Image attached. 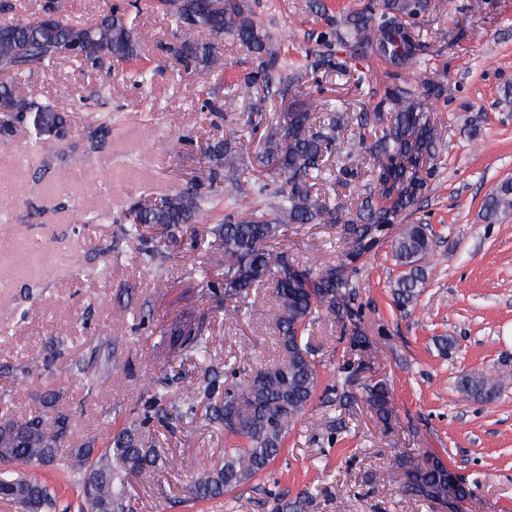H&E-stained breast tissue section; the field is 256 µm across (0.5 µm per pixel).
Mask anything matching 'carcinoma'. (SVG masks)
I'll return each mask as SVG.
<instances>
[{
	"mask_svg": "<svg viewBox=\"0 0 512 512\" xmlns=\"http://www.w3.org/2000/svg\"><path fill=\"white\" fill-rule=\"evenodd\" d=\"M160 2L177 24L174 41L164 49L185 69L201 79L224 69L219 41L230 31L256 56V77L282 93L291 89L293 80L282 76L279 49L252 19L245 0H216L209 10L200 0ZM147 7L141 0H120L87 24L71 19L72 0H43L37 17L0 23V132L10 133L27 113L42 108L20 95L21 77L47 70L62 59L85 67L97 66L105 58L136 59L140 40L134 20ZM431 9L432 0H378L377 7L350 13L321 33L326 45L344 42L379 58L390 66L389 81L370 109L352 112L339 100L312 99L285 115L261 149V163L273 166L270 179L253 189L254 195L269 200L268 208L245 199L237 179L224 175V167H234L242 149L232 134L208 152V184L188 185L159 198L157 204L137 202L125 213L122 236L142 243V260L160 271L169 253L166 244L144 235L145 225L200 224L213 201H231L224 223L214 229L222 251L217 265L224 267V277L214 281L208 269L203 271L204 281L223 289L236 317L258 321L266 316L278 334L277 362L226 386L206 413L210 422L224 427L227 436L241 440L242 447L224 450V458L191 478L188 491L196 500L216 499L248 483L280 455L288 434L319 391L318 373L304 336L314 317L332 318L358 357L357 365L345 368L343 381L329 389L334 401H342L353 376L367 368L361 354L368 351L370 342L361 328L362 309L355 306L351 273L390 237L396 219L411 210L436 172L438 137L429 101L441 96L444 84L438 80L415 84L408 77L421 58L410 53L409 44L415 40L420 50L426 49L420 20ZM48 15L57 22L46 20ZM199 29L208 31L215 43L196 38ZM364 182L370 185L368 196L353 211L332 197L338 186L351 190ZM482 210L490 222L512 213V179L502 181L486 196ZM302 224L336 227L346 244L342 260L316 269L300 267L281 241L288 227ZM434 245L424 224H403L393 237L394 257L404 267L393 284L397 308L405 310L420 297L427 280L423 260ZM298 267L305 273L303 281L294 277ZM262 288L273 289L275 303L269 311L252 300ZM163 335L170 352L192 357L204 367L211 362V336L202 324L179 318ZM457 387L485 402L501 393L497 381L479 372L463 374ZM151 392L159 419L196 416L194 398L172 397L168 378L155 382ZM365 400L382 421L389 420L386 385L367 386ZM25 425L20 438L0 431V463L22 465L13 472L0 471V499L25 512H54L57 507L56 493L42 473L46 467L81 472L79 512H128L126 489L131 481L149 485L159 470L176 468L174 458L165 456L149 432L137 424L116 433L105 430L106 447L98 451L85 443L65 453L61 447L62 431L70 427L67 411L60 410L51 419L34 416ZM448 474L437 458L422 466L399 454L392 479L402 494L436 508L448 495Z\"/></svg>",
	"mask_w": 512,
	"mask_h": 512,
	"instance_id": "carcinoma-1",
	"label": "carcinoma"
}]
</instances>
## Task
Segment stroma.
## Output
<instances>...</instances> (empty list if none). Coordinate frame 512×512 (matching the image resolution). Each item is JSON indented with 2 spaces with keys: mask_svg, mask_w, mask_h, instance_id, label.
I'll use <instances>...</instances> for the list:
<instances>
[{
  "mask_svg": "<svg viewBox=\"0 0 512 512\" xmlns=\"http://www.w3.org/2000/svg\"><path fill=\"white\" fill-rule=\"evenodd\" d=\"M271 33L285 76L298 77L281 97L253 79L258 62L232 35L223 41L224 71L199 79L159 45L176 27L160 10L139 14L141 56L97 69L61 61L21 85L23 94L50 104L66 121L67 136L39 133L33 119L0 134V309L15 312L0 326V396L13 415L44 412L54 391L72 416L69 444L102 447L104 427L118 429L150 410L151 384L172 378V395H191L207 406L209 377L198 361L171 358L160 341L164 329L186 315L205 320L218 372L266 367L279 356L273 323L229 318L223 296L203 282L199 269L216 263V248H197L215 218L194 231L176 228L163 270L147 267L140 245L124 239L118 222L130 205L173 193L192 178H206V144L238 135L247 146L235 172L243 189L261 175L257 155L269 130L290 104L314 97L362 107L381 93L385 68L370 54L339 44L324 46L321 32L375 0H246ZM433 0L421 20L428 48L414 66L417 80L434 78L446 91L433 99L441 133L437 174L409 211L411 224L429 225L436 241L426 258V287L417 303L397 310L391 286L402 272L390 245L362 259L352 278L362 307V328L372 342L350 390L351 408L314 401L289 434L267 473L233 493L200 503L187 499V483L224 456L232 440L221 426L149 421L158 447L178 469L153 485L131 489V512H272L273 499L295 501L310 491L302 512H431L389 480L393 458L438 456L472 493L464 512H512V378L492 402L463 396L459 377L481 370H512V215L491 224L481 204L502 180L512 178V0ZM347 61L353 75L322 67L323 56ZM154 71L150 85L130 76ZM365 83L356 87L354 74ZM220 102L217 114L200 111L205 98ZM112 120V135L89 150L97 118ZM41 153H32V140ZM87 152L70 180L56 178L70 153ZM295 259L316 268L340 259L336 230L295 225L284 239ZM164 279L166 289L155 286ZM321 386L339 384L354 356L329 318L305 332ZM451 336L454 352H441L437 337ZM82 355L104 367L99 385L75 376L70 358ZM49 360L43 377L23 378L21 364ZM385 381L392 417L381 423L363 401L365 384Z\"/></svg>",
  "mask_w": 512,
  "mask_h": 512,
  "instance_id": "35a3bbf8",
  "label": "stroma"
}]
</instances>
